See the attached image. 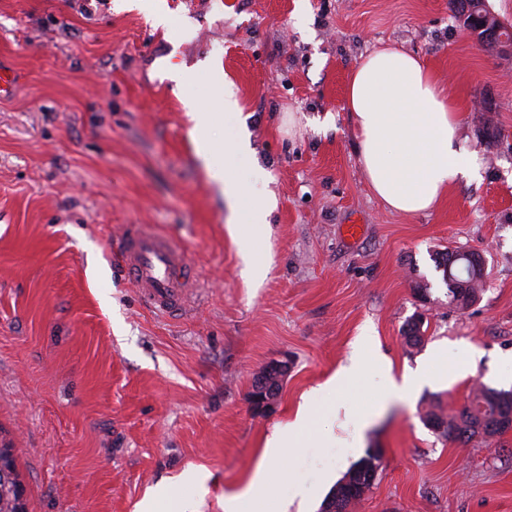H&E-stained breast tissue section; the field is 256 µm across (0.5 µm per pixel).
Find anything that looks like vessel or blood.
I'll list each match as a JSON object with an SVG mask.
<instances>
[{"instance_id":"vessel-or-blood-1","label":"vessel or blood","mask_w":512,"mask_h":512,"mask_svg":"<svg viewBox=\"0 0 512 512\" xmlns=\"http://www.w3.org/2000/svg\"><path fill=\"white\" fill-rule=\"evenodd\" d=\"M120 252L125 274L143 306L167 315L186 310L195 275L180 245L131 224L120 240Z\"/></svg>"}]
</instances>
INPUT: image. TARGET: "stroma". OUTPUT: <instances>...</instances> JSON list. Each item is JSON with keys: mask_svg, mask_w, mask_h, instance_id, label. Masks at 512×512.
Here are the masks:
<instances>
[{"mask_svg": "<svg viewBox=\"0 0 512 512\" xmlns=\"http://www.w3.org/2000/svg\"><path fill=\"white\" fill-rule=\"evenodd\" d=\"M159 4L165 28L123 0H0V63L20 75L0 97V440L26 512H137L164 484V512H224L313 391L306 443L267 468V512H320L371 448L375 485L350 512H512V429L461 445L423 421L435 406L458 413L478 385L512 389V59L476 43L448 0ZM386 46L456 99L477 161L427 213L391 211L357 160L349 76ZM182 66L197 70L183 88L171 78ZM215 67L263 166L234 175L277 198L259 288L240 273L182 104L212 113L223 143ZM130 224L183 246L196 273L184 314L138 301L117 250ZM447 249L485 259L464 310L435 266ZM417 320L410 347L402 330ZM366 336L374 364L319 393ZM283 358L275 410L255 411L254 375ZM387 366L448 378L381 404Z\"/></svg>", "mask_w": 512, "mask_h": 512, "instance_id": "stroma-1", "label": "stroma"}]
</instances>
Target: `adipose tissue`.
I'll return each instance as SVG.
<instances>
[{
    "label": "adipose tissue",
    "mask_w": 512,
    "mask_h": 512,
    "mask_svg": "<svg viewBox=\"0 0 512 512\" xmlns=\"http://www.w3.org/2000/svg\"><path fill=\"white\" fill-rule=\"evenodd\" d=\"M214 79L224 124L231 130L224 139L226 162L259 167L232 83L219 73ZM182 103L207 174L224 191L226 228L238 249L242 273L253 287H261L269 266L260 256V243L276 198L269 191L250 194L242 182L215 165L208 113L197 111L191 98ZM347 105L364 177L390 209L409 215L431 210L456 184L474 178L475 168L465 161L458 135V104L415 57L394 48L369 54L349 77ZM313 403L306 398L293 421L267 437L264 463L283 462L285 450L301 446L310 431Z\"/></svg>",
    "instance_id": "adipose-tissue-1"
}]
</instances>
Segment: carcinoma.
Instances as JSON below:
<instances>
[{"instance_id":"cac0c4a2","label":"carcinoma","mask_w":512,"mask_h":512,"mask_svg":"<svg viewBox=\"0 0 512 512\" xmlns=\"http://www.w3.org/2000/svg\"><path fill=\"white\" fill-rule=\"evenodd\" d=\"M450 258L449 251L437 253L436 268L442 272V279L448 286L450 301L465 309L478 298L475 288L477 280L449 281ZM506 412L512 413V391L482 384L458 414L445 418L434 411H429L425 414L424 422L452 443L469 442L476 438L486 440L505 433L508 427H492L483 422V419ZM372 467V462L365 458L336 485L331 493V505L335 507V512H347L349 506L372 489L374 481L369 477ZM0 512H25L23 487L18 479L12 446L5 444L0 446Z\"/></svg>"}]
</instances>
